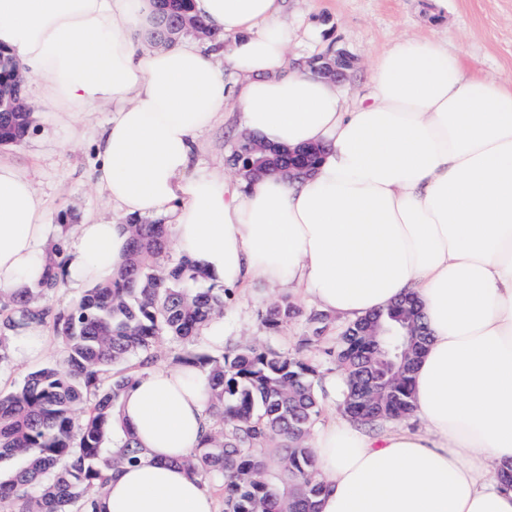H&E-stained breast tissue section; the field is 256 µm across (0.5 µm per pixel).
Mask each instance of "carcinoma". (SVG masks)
I'll use <instances>...</instances> for the list:
<instances>
[{
  "instance_id": "cac0c4a2",
  "label": "carcinoma",
  "mask_w": 512,
  "mask_h": 512,
  "mask_svg": "<svg viewBox=\"0 0 512 512\" xmlns=\"http://www.w3.org/2000/svg\"><path fill=\"white\" fill-rule=\"evenodd\" d=\"M192 0L160 4L162 21L189 17ZM17 65L0 52V92L17 90ZM32 125L30 112H0V145H18ZM252 161L278 171L288 154L258 151ZM129 257L104 284L87 289L67 307L50 295L66 284V237L53 241L48 270L38 283L12 297H0V367L9 359L11 336L49 325L61 357L33 372L14 391L0 394V462L22 456L27 465L0 479V512H91L112 470L144 459L134 433L123 430L118 448L107 446L123 392L160 359L156 345L167 337L180 345L171 364L200 370L209 387L211 430L203 445L183 461L188 474L217 488L224 512H317L325 490L310 431L321 412L315 389L317 367L272 348L236 345L221 356L193 349L200 327L223 312L224 293L198 284L208 276L185 257L169 263L170 231L160 221H127ZM300 309L283 300L264 323L279 330ZM383 342L398 341L406 362L396 394L372 412L356 385H376L386 372L384 356L371 360L340 339L337 367L348 392L343 412L376 429L407 418L413 408V372L426 343L419 306L407 297L370 316ZM331 318L309 317L310 345L323 339ZM285 482L269 479L270 460L258 450L275 438Z\"/></svg>"
}]
</instances>
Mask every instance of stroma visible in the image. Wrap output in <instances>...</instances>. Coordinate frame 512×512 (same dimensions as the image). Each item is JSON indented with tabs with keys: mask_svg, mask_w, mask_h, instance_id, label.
I'll return each mask as SVG.
<instances>
[{
	"mask_svg": "<svg viewBox=\"0 0 512 512\" xmlns=\"http://www.w3.org/2000/svg\"><path fill=\"white\" fill-rule=\"evenodd\" d=\"M286 17L299 29L298 38L289 46L290 57L306 60L328 51L353 57L348 89L354 98L369 92L372 59L399 36L437 39L479 75L512 78V0H447L439 11L432 0H287ZM111 117V108L100 107L73 123L59 119L46 107L21 144L0 146V160L15 165L31 180L51 222L63 216L72 224L88 216L112 218V204L94 179L97 135ZM240 136V129L224 125L201 134L197 169L221 168L234 174L228 159ZM224 295L221 343L200 336L195 349L218 356L231 346L252 344L301 354L317 366L320 377L336 374V361L329 351L342 335L345 321L333 319L320 343L305 346L301 340L309 333L307 316L317 306L294 289L253 283L225 289ZM284 297L302 314L274 332L266 327L264 315ZM39 333L44 341L40 360L14 358L0 368L1 393L13 391L40 364L60 357L62 348L51 326L41 327Z\"/></svg>",
	"mask_w": 512,
	"mask_h": 512,
	"instance_id": "1",
	"label": "stroma"
}]
</instances>
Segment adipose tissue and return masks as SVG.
Here are the masks:
<instances>
[{"instance_id":"ef3b65f1","label":"adipose tissue","mask_w":512,"mask_h":512,"mask_svg":"<svg viewBox=\"0 0 512 512\" xmlns=\"http://www.w3.org/2000/svg\"><path fill=\"white\" fill-rule=\"evenodd\" d=\"M286 0H193L207 46H150L152 0H0V49L70 120L108 106L95 183L121 221L73 225L67 280L124 265L128 217L168 224L175 248L227 286L287 284L353 322L404 292L429 339L413 374L418 428L367 431L341 415L312 438L318 512H512V80L470 71L430 39L371 62V93L291 60ZM280 149L320 148L306 175L195 170L217 122ZM48 214L0 162V292L37 283ZM196 369L159 366L122 397L146 459L112 474L97 512H216L182 466L208 432Z\"/></svg>"}]
</instances>
